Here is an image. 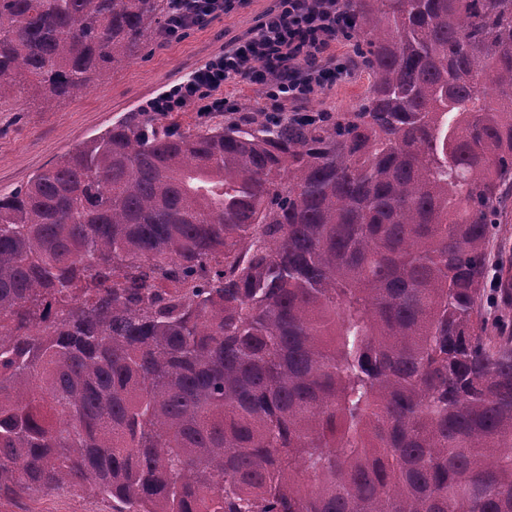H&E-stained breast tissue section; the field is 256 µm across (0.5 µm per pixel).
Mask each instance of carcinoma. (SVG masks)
<instances>
[{"instance_id":"cac0c4a2","label":"carcinoma","mask_w":512,"mask_h":512,"mask_svg":"<svg viewBox=\"0 0 512 512\" xmlns=\"http://www.w3.org/2000/svg\"><path fill=\"white\" fill-rule=\"evenodd\" d=\"M168 8L0 0V111ZM347 8L358 111L128 118L0 197V507L512 512V0ZM508 224H500V236L505 239V247L502 253L495 247L494 249V261L493 265L490 268L487 287L488 291L491 288L490 283L492 278H496L499 275V270L501 268V264L504 265V271L510 272L512 279V214L509 215V219L507 221ZM500 260V263L498 264ZM29 512H107L106 503L81 495H55L26 501Z\"/></svg>"}]
</instances>
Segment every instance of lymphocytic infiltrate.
Segmentation results:
<instances>
[{
	"label": "lymphocytic infiltrate",
	"mask_w": 512,
	"mask_h": 512,
	"mask_svg": "<svg viewBox=\"0 0 512 512\" xmlns=\"http://www.w3.org/2000/svg\"><path fill=\"white\" fill-rule=\"evenodd\" d=\"M241 0H172L163 30L166 40L220 18ZM346 0H274L273 6L244 37L196 67L166 94L148 104L165 114L196 107L222 112L231 103L222 93L226 81L244 78L275 101L298 104L352 73L346 62L329 56L331 44L346 34Z\"/></svg>",
	"instance_id": "f902f5d3"
}]
</instances>
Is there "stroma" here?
<instances>
[{
  "label": "stroma",
  "instance_id": "stroma-1",
  "mask_svg": "<svg viewBox=\"0 0 512 512\" xmlns=\"http://www.w3.org/2000/svg\"><path fill=\"white\" fill-rule=\"evenodd\" d=\"M273 0H245L242 7L189 31L176 41H146L128 63L103 71L69 97L44 107L25 94L0 112V195L20 189L35 173L81 142L129 117L146 118L150 100L167 92L225 43L248 33ZM368 86V76L355 72L351 80L322 90L302 103L305 112L354 111ZM224 95L236 112L246 107L272 115L292 113L288 104L266 97L245 79L224 86Z\"/></svg>",
  "mask_w": 512,
  "mask_h": 512
}]
</instances>
